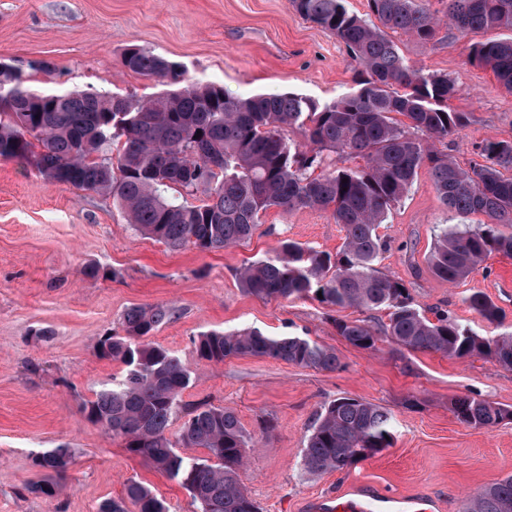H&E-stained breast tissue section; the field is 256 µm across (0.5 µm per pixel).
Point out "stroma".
Instances as JSON below:
<instances>
[{
    "label": "stroma",
    "mask_w": 512,
    "mask_h": 512,
    "mask_svg": "<svg viewBox=\"0 0 512 512\" xmlns=\"http://www.w3.org/2000/svg\"><path fill=\"white\" fill-rule=\"evenodd\" d=\"M421 2L439 20L434 38L423 43L399 33L395 40L412 65L454 81L451 105L469 120L439 149L467 169L483 141H512V91L470 63L477 37L449 26L445 0ZM131 45L179 63L189 81L241 97L293 92L332 102L353 90L358 70L345 44L290 0H0V61L22 70L35 91L155 96L159 82L120 63ZM457 221L421 169L378 230L385 245L378 267L426 315L448 313L484 337L510 333L512 257L492 256L454 286L431 271L440 226ZM344 236L330 213L272 208L248 241L174 251L135 231L111 197L53 185L32 167L0 160V512H99L104 501L124 498L131 479L169 512H199L185 489L82 411L124 370L97 355V339L120 332L124 312L144 304L174 310L152 340L194 365L183 401L229 409L256 436L240 480L260 512H306L315 497L341 495L356 480L462 512L483 488L512 476V419L475 429L450 409L452 399L472 397L512 410V370L488 357L411 351L385 338L357 348L337 334L335 320L359 319L381 331L387 310L339 309L312 297L267 300L240 286L238 270L280 240L334 254ZM92 265L101 277L87 276ZM474 292L502 310V323L469 308ZM248 328L306 337L333 349L340 367L250 356L198 363V334ZM38 329L45 337H35ZM344 396L391 413L392 447L340 471L305 473L301 449L316 411ZM59 446L74 453L60 490L52 497L29 492L43 478L34 453Z\"/></svg>",
    "instance_id": "obj_1"
}]
</instances>
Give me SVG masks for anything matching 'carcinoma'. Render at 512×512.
I'll use <instances>...</instances> for the list:
<instances>
[{
	"mask_svg": "<svg viewBox=\"0 0 512 512\" xmlns=\"http://www.w3.org/2000/svg\"><path fill=\"white\" fill-rule=\"evenodd\" d=\"M291 3L347 46L359 67L353 92L329 103L294 93L239 98L219 85L187 82L179 64L138 47L125 50L121 64L168 87L156 97L41 94L28 78L0 70V159L30 165L50 183L112 197L136 231L172 250L191 245L213 251L247 241L259 215L271 208L329 211L345 232L339 253L284 240L239 270L242 289L264 299L321 295V302L338 308H384L385 335L400 346L459 359L488 356L512 370L511 333L481 337L445 313L432 320L400 281L377 267V229L424 167L446 209L460 218L480 213L491 220L474 229L442 225L429 256L432 273L454 285L492 255L512 256V175H505L512 172V142L482 143V162L468 171L435 148L468 116L451 107L456 89L448 76L410 65L388 35L433 39L437 22L417 0H368L366 18L349 12L344 0ZM448 21L462 37L512 30V0H448ZM469 57L512 91V37L473 43ZM296 126L304 129L306 151L284 135ZM116 143L112 159L108 152ZM326 151L360 157L364 165L318 174ZM171 189L200 191L205 199L181 202L168 195ZM467 302L486 321L500 320V310L484 295L473 293ZM171 314L164 305L132 306L123 315L122 334L99 338L98 356L125 369L84 405L85 416L185 488L199 512H259L239 479L251 436L231 410L187 407L182 393L194 371L150 340ZM335 326L355 347L373 348L378 341L363 320L337 319ZM193 344L197 360L207 364L249 355L325 371L339 367L334 350L301 336L214 329ZM451 408L473 428L512 418L511 409L474 398H458ZM392 426L384 408L337 398L315 414L302 468L323 474L373 456L393 445ZM196 448L206 455L189 453ZM72 463L65 447L36 453L33 464L47 478L30 491L54 496ZM125 495L138 512H168L141 481H128ZM470 512H512V476L484 488Z\"/></svg>",
	"mask_w": 512,
	"mask_h": 512,
	"instance_id": "cac0c4a2",
	"label": "carcinoma"
}]
</instances>
